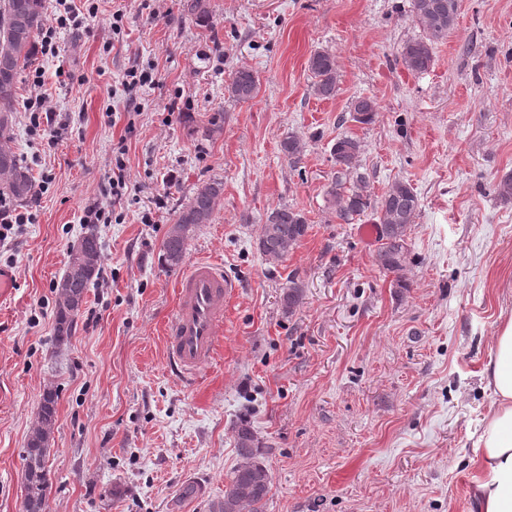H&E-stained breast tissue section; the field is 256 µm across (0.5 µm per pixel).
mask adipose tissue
<instances>
[{"mask_svg":"<svg viewBox=\"0 0 512 512\" xmlns=\"http://www.w3.org/2000/svg\"><path fill=\"white\" fill-rule=\"evenodd\" d=\"M483 375L494 401L473 442L470 512H512V315L498 327Z\"/></svg>","mask_w":512,"mask_h":512,"instance_id":"obj_1","label":"adipose tissue"}]
</instances>
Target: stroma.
Instances as JSON below:
<instances>
[{"label": "stroma", "instance_id": "stroma-1", "mask_svg": "<svg viewBox=\"0 0 512 512\" xmlns=\"http://www.w3.org/2000/svg\"><path fill=\"white\" fill-rule=\"evenodd\" d=\"M96 16L58 30V56L33 69L61 131L48 145L25 107L6 140L45 182L11 250L0 290V512H18L26 441L46 388L59 393L47 459L48 512H208L240 458L248 421L271 479L265 512H467L472 436L494 400L483 365L500 315L512 314V203L496 185L512 173V0H459L434 64L408 71L401 49L424 38L413 0H209V26L181 0H94ZM123 11L121 29L112 14ZM335 56V96L313 92L310 56ZM154 70L126 112L120 82ZM258 79L232 98L236 71ZM370 96L372 123L350 118ZM220 130L201 136L216 113ZM134 131H127V122ZM360 140L359 171L381 198L399 180L419 208L407 230L408 285L375 262L360 234L368 213L339 223L328 203L338 138ZM298 141L292 160L281 151ZM125 146L139 192L121 220L80 218L106 193L112 153ZM224 183L211 223L184 265L162 242L196 187ZM167 197L154 221L139 214ZM288 206L310 226L272 263L258 249L267 216ZM102 244L98 278L57 347L56 285L87 232ZM205 259L239 283L224 310L219 351L193 383L168 367L163 329L187 263ZM304 296L280 297L290 272ZM195 497L180 499L186 482ZM303 298V284L295 274L288 275V285L282 293V308L285 313H292Z\"/></svg>", "mask_w": 512, "mask_h": 512}]
</instances>
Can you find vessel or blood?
I'll return each instance as SVG.
<instances>
[{
	"mask_svg": "<svg viewBox=\"0 0 512 512\" xmlns=\"http://www.w3.org/2000/svg\"><path fill=\"white\" fill-rule=\"evenodd\" d=\"M236 292L222 267L194 261L176 289L175 310L164 336L168 361L181 377L196 374L215 356L224 323V308Z\"/></svg>",
	"mask_w": 512,
	"mask_h": 512,
	"instance_id": "obj_1",
	"label": "vessel or blood"
}]
</instances>
